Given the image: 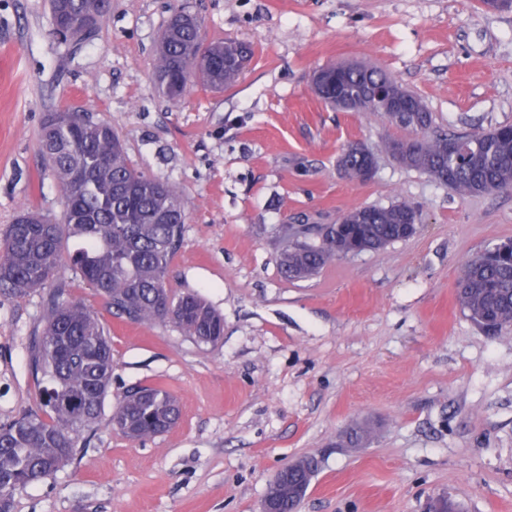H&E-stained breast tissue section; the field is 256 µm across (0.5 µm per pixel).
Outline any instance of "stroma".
I'll return each mask as SVG.
<instances>
[{"instance_id":"stroma-1","label":"stroma","mask_w":512,"mask_h":512,"mask_svg":"<svg viewBox=\"0 0 512 512\" xmlns=\"http://www.w3.org/2000/svg\"><path fill=\"white\" fill-rule=\"evenodd\" d=\"M181 9L205 42L253 55L233 87L197 84L173 103L154 59ZM355 61L418 92L432 132L512 124V9L479 0H112L81 42L54 34L48 0H0V232L26 209L62 216L42 122L90 113L136 169L180 191L167 285L224 318L208 346L170 323L128 324L63 266L54 285L110 332L112 387L72 459L14 491V512H260L275 473L304 456L318 469L298 512H426L439 496L512 512V325L486 335L455 300L462 265L512 240V192L460 196L386 153L404 132L382 113L326 106L314 72ZM354 140L378 157L365 183L337 166ZM398 203L420 214L414 236L281 276L283 225ZM46 296L0 293V424L38 407L29 348ZM155 385L180 419L130 440L112 425L117 400ZM358 426L372 433L354 447Z\"/></svg>"}]
</instances>
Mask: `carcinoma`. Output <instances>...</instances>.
I'll return each instance as SVG.
<instances>
[{
  "mask_svg": "<svg viewBox=\"0 0 512 512\" xmlns=\"http://www.w3.org/2000/svg\"><path fill=\"white\" fill-rule=\"evenodd\" d=\"M52 26L84 16L103 22L106 0H52ZM201 36L200 26L175 16L157 49L156 76L162 95L179 102L194 81L205 87L234 86L250 46L236 41L212 44L203 61L188 48ZM344 84L355 98L336 97V70L324 73L317 95L343 112H382L409 135L389 139L385 149L415 141L400 158L410 169L428 174L461 196L512 189V126L454 136L460 152L448 158L446 136H429L412 119L374 99L390 75L360 62L339 64ZM412 112L424 125L432 114L417 93L402 88ZM40 151L56 175L65 211L61 221L34 211L22 212L0 237V292L25 296L43 288L62 266L63 236L75 240L70 256L75 272L94 288L119 318L130 323H171L199 344L224 336V318L194 293L174 294L166 284L168 263L187 219L179 190L135 169L112 125L87 112L45 114ZM339 164L349 179L361 165L357 153L341 154ZM342 228L322 224L284 225L278 265L290 280L308 279L333 260L355 250H381L404 239L418 212L405 203L361 206L339 217ZM461 311L495 335L512 324V259L488 250L462 267L455 284ZM44 328L30 347V366L41 376L39 410L0 425V512H12L16 489L54 475L73 456L80 432L96 422L112 383V343L105 327L82 303L60 287L43 306ZM179 409L166 389L155 386L124 396L115 407L113 424L127 437L144 440L171 428ZM310 462L288 467L268 489L281 512L298 508L313 478Z\"/></svg>",
  "mask_w": 512,
  "mask_h": 512,
  "instance_id": "1",
  "label": "carcinoma"
}]
</instances>
